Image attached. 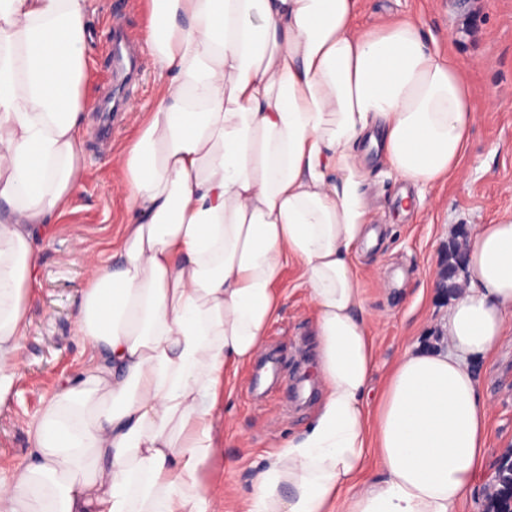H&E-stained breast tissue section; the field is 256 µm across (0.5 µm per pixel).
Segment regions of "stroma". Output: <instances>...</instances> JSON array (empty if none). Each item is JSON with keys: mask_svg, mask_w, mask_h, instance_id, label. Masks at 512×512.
<instances>
[{"mask_svg": "<svg viewBox=\"0 0 512 512\" xmlns=\"http://www.w3.org/2000/svg\"><path fill=\"white\" fill-rule=\"evenodd\" d=\"M89 17L88 63L81 91L88 106V130L81 144L84 178L66 208L55 216L40 252L36 285L27 313L28 334L11 398L0 407V475L12 477L32 459L31 426L62 380H76L86 357L74 335L85 257L113 248L127 217V203L115 185L118 158L129 145L141 115L162 96L149 56H142L131 82L112 75L104 31L120 18L129 33L143 36L148 0H94ZM417 24L426 43L451 54L470 88L479 119L472 127L461 174L422 191L417 210L403 212L404 182L375 153H363L367 176L364 201L383 229L377 246L354 256L367 309L380 318L372 336L377 351L369 404H376L393 363L411 347L440 344L441 324L454 295L434 287L433 277L448 253L463 239L459 226L474 229L512 219V0H358L355 24L378 31L395 23ZM121 94L132 110L126 115L95 111L108 95ZM282 304L271 324L265 352L285 371L299 358L316 364L317 338L309 291L298 271L281 275ZM481 391L491 406L488 446L491 454L512 448V331L493 362L482 363ZM282 389L263 392L252 383L251 369L229 375L224 389V439L204 470V481L221 484L218 512H239V495L253 463L275 451L285 438L305 428L314 409L284 406Z\"/></svg>", "mask_w": 512, "mask_h": 512, "instance_id": "1", "label": "stroma"}]
</instances>
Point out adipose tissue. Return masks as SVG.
Returning a JSON list of instances; mask_svg holds the SVG:
<instances>
[{"mask_svg": "<svg viewBox=\"0 0 512 512\" xmlns=\"http://www.w3.org/2000/svg\"><path fill=\"white\" fill-rule=\"evenodd\" d=\"M150 2L167 91L120 159V244L88 259L86 365L46 402L32 462L0 478V512H216L201 473L224 382L263 350L291 262L316 310L323 398L255 467L246 512H461L490 460L475 363L512 321V219L476 227L443 344L399 358L372 410L374 318L352 257L376 241L363 142L416 187L459 173L478 120L462 71L414 23L357 30L358 0ZM91 9L0 0V405L36 240L84 176Z\"/></svg>", "mask_w": 512, "mask_h": 512, "instance_id": "1", "label": "adipose tissue"}]
</instances>
